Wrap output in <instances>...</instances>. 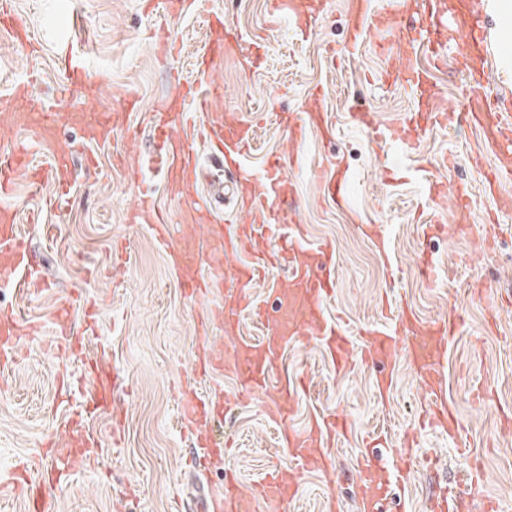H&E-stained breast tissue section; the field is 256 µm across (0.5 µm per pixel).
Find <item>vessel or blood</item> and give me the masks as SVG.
I'll return each mask as SVG.
<instances>
[{
  "mask_svg": "<svg viewBox=\"0 0 512 512\" xmlns=\"http://www.w3.org/2000/svg\"><path fill=\"white\" fill-rule=\"evenodd\" d=\"M464 8L450 13L443 0H416L418 16L409 8L385 9L376 0H351L348 44L358 50L371 31L386 33L387 41L379 50L388 61L385 76L392 86L416 97L415 111L403 114L396 123L379 127L375 112L364 103L353 105L355 124L365 129L381 128L386 141L396 149L418 142L423 134L449 123L468 128L483 145L470 158L473 166L483 169L497 211L512 210V196L501 190V172L486 168L484 155L493 153L512 157V93L490 91L486 68L493 51L488 25L479 0H462ZM164 23L156 31L162 50L171 47L168 22L185 14L192 0H164ZM271 13L294 19L300 39H308L318 26V12L306 9L301 0H272ZM224 23L213 16L207 24L203 47L196 55L195 80L174 79L167 96L148 114L147 126L153 151L147 159L150 169L160 175L167 190L189 197L197 221L209 224L206 238L188 234L172 241L167 214L150 193H142L130 221L148 228L155 244L167 253L187 300L200 295L216 298V311L224 322L226 335L234 338L231 349L221 350L210 343L205 328H198L194 360L199 375L208 377L224 368L235 371L242 392L250 393L269 386L278 363L286 351L316 343L336 372H346L352 358L378 368L374 391L386 398L394 384L390 366L395 352L410 346L412 362L422 378L432 404L422 415V422L447 434L462 436L454 406L448 398L442 361L458 332L461 320L457 310L447 318L426 324L409 308L401 307L382 322L349 330L340 318L331 317L329 305L336 288V248L324 240L316 247H303L304 229L292 214L293 197L285 195L277 182L282 169L297 160L309 138L324 137L333 131L334 121L321 105L322 90L314 88L307 111L284 113L279 117L286 136L279 150L268 157L263 170L249 162L257 138L256 123L236 112H216L212 106L221 86L211 78L224 57V37L219 32ZM0 35L20 43L31 40L33 28L27 16L15 6V0H0ZM454 62L464 74L459 96L465 109L442 110V95L432 85L433 69ZM71 86L80 88L84 97H93L97 87L86 75L83 55L73 51L58 60ZM37 76L17 82L10 95L12 115L18 124H28L38 117L43 129L52 131L72 122L71 114L44 105L36 93ZM139 99L136 90L125 95L126 111L94 121L85 127V135L98 145L111 142L128 123V108ZM13 129L0 123V280L26 295L40 291L38 275L21 277L29 254L28 235L19 222L13 204L17 182H25L30 198L48 209L61 208L74 184V152L69 143L57 146L52 160L34 163L28 146L13 141ZM203 142L220 163L219 172L230 175L240 188L242 219L234 224H218L213 218L212 195L201 194L199 185L213 182L214 175L204 171L194 152L195 142ZM327 202L350 210L352 176L348 171L328 165L317 173ZM239 257V264L225 267L224 261ZM287 276L288 284L278 291L275 308H267L259 299L261 288ZM59 338L53 351L56 358L68 355L62 341L72 334L71 306L61 302L54 321ZM257 328V335L247 334V326ZM40 325L18 310L0 312V377L9 376L15 352L27 339L40 335ZM179 412L194 426V445L198 457L215 451L211 423L221 409H232L233 400L204 394L194 387L181 391ZM293 402L276 400L268 405L272 421L282 424L280 444L287 448L291 464L273 467L259 484L244 485L233 470L224 473V484L201 502L200 512H292L298 500L303 472L316 474L324 484L333 485L335 474L328 455L339 440H350L355 433L346 416L311 415L304 431L284 427L285 418L293 417ZM81 420L72 418L63 434L56 436L53 455L67 469L84 466L88 456L78 447ZM470 461L465 474L471 499L480 500L482 512H503L500 502L485 493V476L473 449H466ZM396 465L386 467L362 458L357 462L359 491L358 512H383L389 489L405 481L406 466L412 463L411 449L397 451ZM7 486L22 493L31 512H58L59 502L49 470L30 461H20L11 471Z\"/></svg>",
  "mask_w": 512,
  "mask_h": 512,
  "instance_id": "vessel-or-blood-1",
  "label": "vessel or blood"
}]
</instances>
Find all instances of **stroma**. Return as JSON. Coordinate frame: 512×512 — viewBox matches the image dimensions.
Masks as SVG:
<instances>
[{
	"label": "stroma",
	"mask_w": 512,
	"mask_h": 512,
	"mask_svg": "<svg viewBox=\"0 0 512 512\" xmlns=\"http://www.w3.org/2000/svg\"><path fill=\"white\" fill-rule=\"evenodd\" d=\"M31 20L40 41L38 52L0 37V98L29 72L41 76L48 106L62 112L108 115L121 111L124 94L136 89L141 109L132 113L124 130L103 149L84 135L82 123H72L60 137L44 132L37 123L16 128L22 139L37 141L38 161L49 162L58 141L75 146L78 153L95 151L97 168L80 173L63 210L51 211L28 198L25 186L16 189L20 218L38 212L41 223L59 224L54 240L32 234L34 266L45 287L33 299L13 288H0V310L24 309L42 327L41 336L18 352L13 374L0 381V473L21 459L37 458L44 438L77 412L80 395L60 396L61 383L81 384L91 390L84 364L102 359L119 377L112 395L126 416L120 447H112V418L103 413L85 421L87 431L108 450L76 472L59 491L60 512H192L197 498L221 486L224 472L233 469L244 482L257 481L269 466L283 461L278 431L265 415V406L287 382L305 375L309 391L299 393L298 411L290 425L302 430L316 411L344 415L358 428L348 441H338L331 458L336 473L333 488L314 474H303L295 512H321L326 492H334L341 512H357L355 493L357 457L366 452L363 433L386 427L393 447L410 446L435 453L439 468L411 467L412 493L394 487L385 512H428L438 486H462L467 463L455 443L438 432L421 429L418 418L430 401L420 390L405 359L394 364L395 382L386 404L373 393L374 374L356 362L336 374L319 348L309 344L287 351L267 390L256 392L242 407L223 418L220 431L234 449L204 472L194 471L187 460L193 449L187 424L178 412V388L193 374L195 320L206 313L208 297L190 302L167 259L144 227L127 223L126 214L137 204L141 187H149L167 212L173 238L191 231L203 236L207 227L193 223L187 200L170 197L160 178L134 173L119 160L142 155L150 148L143 113L151 109L170 86L171 74L193 79L191 54L200 48L202 33L212 13L220 12L245 37L241 45L226 49L212 77L224 85V97L215 111L233 110L257 123V144L251 163L263 168L285 137L275 121L280 112L304 108L310 87L325 88L324 105L336 123L333 140L310 139L298 165L283 169L298 199L296 220L306 231V246L323 239L336 245V295L333 313L350 328L378 321L383 299L404 301L426 322L444 318L456 307L463 320L448 349L445 374L448 396L464 427V438L477 444L483 462L488 496L512 506V434L499 431V414L512 407V310L500 311L495 332L485 320L498 295L512 292V215H503L491 230L490 247L477 246L454 230L457 199L454 187L468 190L467 201L476 220H484L493 207L484 193L481 174L469 163L480 148L470 131L452 125L436 128L419 144L399 155L384 154L372 132L350 120L353 100H361L388 125L410 111L407 94L388 89L380 80L385 59L375 48L377 35H368L356 54H348L349 0H321L323 18L304 42L293 36L292 21L273 19L268 0H195L191 14L171 23L177 52L159 62L151 32L162 11L145 12L141 0H16ZM83 54L87 73L99 86L94 98L77 101L62 94L66 82L56 66L61 50ZM341 158L354 177L351 205L361 223L377 225L391 247L382 258L375 243L350 223L345 212L330 208L319 192L316 172L332 158ZM447 168H440V159ZM396 164L427 167L452 192L442 213L428 208L423 184L414 173L406 181L387 184L384 171ZM438 225L435 233L425 224ZM126 247L125 269L112 266V248ZM435 267L430 279L418 272L422 256ZM96 306L92 336L74 350L71 362H59L49 349L60 299L68 294ZM81 306L75 307V326H83Z\"/></svg>",
	"instance_id": "stroma-1"
}]
</instances>
